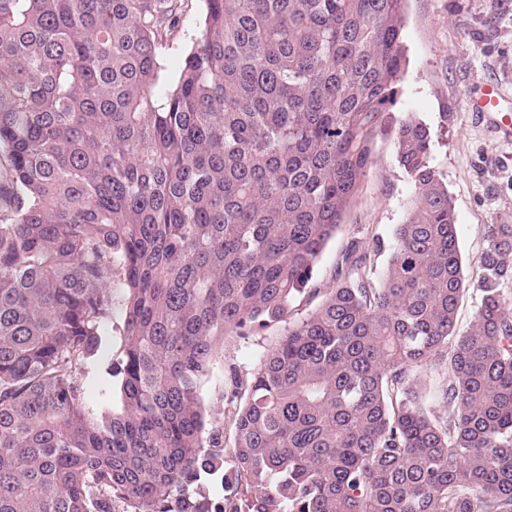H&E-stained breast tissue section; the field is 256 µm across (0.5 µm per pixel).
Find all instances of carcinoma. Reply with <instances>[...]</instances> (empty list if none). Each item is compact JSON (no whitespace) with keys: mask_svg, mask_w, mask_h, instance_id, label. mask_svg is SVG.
<instances>
[{"mask_svg":"<svg viewBox=\"0 0 512 512\" xmlns=\"http://www.w3.org/2000/svg\"><path fill=\"white\" fill-rule=\"evenodd\" d=\"M205 2L160 90L168 0H0V512H512V225H486L461 331L430 132L387 120L406 0ZM383 132L413 195L379 287L351 246L221 391L246 394L228 448L202 381L224 383L225 338L316 292ZM432 364L443 422L413 388Z\"/></svg>","mask_w":512,"mask_h":512,"instance_id":"obj_1","label":"carcinoma"}]
</instances>
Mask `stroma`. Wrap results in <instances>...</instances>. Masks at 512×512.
I'll return each instance as SVG.
<instances>
[{
  "label": "stroma",
  "mask_w": 512,
  "mask_h": 512,
  "mask_svg": "<svg viewBox=\"0 0 512 512\" xmlns=\"http://www.w3.org/2000/svg\"><path fill=\"white\" fill-rule=\"evenodd\" d=\"M204 0H176V18L158 49L162 86H171L200 27ZM406 66L395 118L427 125L433 160L448 185L457 222L467 287L457 313L459 328L472 322L477 306L484 227L512 225V139L497 138L479 121L471 101L485 84L498 85L501 104L512 117V0H408L403 31ZM373 162L343 222L329 241L313 274L316 294L297 301L291 319L305 317L336 287L335 270L352 242L372 250L391 243L405 219L412 185L395 161L392 136H376ZM284 332L283 324L224 342V375L249 382L260 356Z\"/></svg>",
  "instance_id": "35a3bbf8"
}]
</instances>
